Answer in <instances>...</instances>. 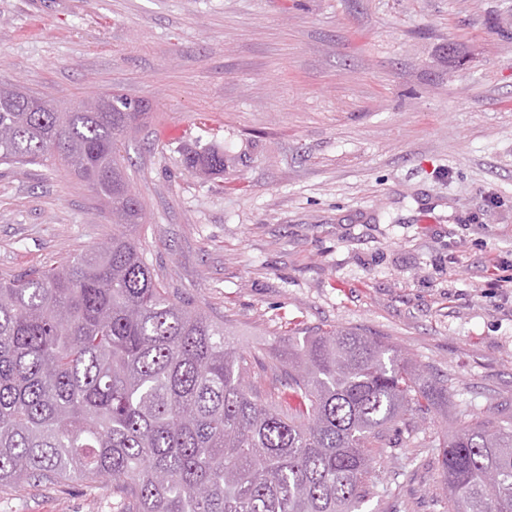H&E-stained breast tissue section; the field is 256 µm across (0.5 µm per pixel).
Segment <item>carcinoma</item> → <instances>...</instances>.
Returning <instances> with one entry per match:
<instances>
[{"label": "carcinoma", "mask_w": 512, "mask_h": 512, "mask_svg": "<svg viewBox=\"0 0 512 512\" xmlns=\"http://www.w3.org/2000/svg\"><path fill=\"white\" fill-rule=\"evenodd\" d=\"M106 111L17 96L0 82V164L60 166L112 213V241L0 278V491L112 481L116 512H361L371 449L448 401L416 368L349 329L296 339L269 401L224 325L176 300L130 230L143 220L122 163L146 105ZM192 169L224 165L213 152ZM448 512H512V427L477 414L438 444Z\"/></svg>", "instance_id": "cac0c4a2"}]
</instances>
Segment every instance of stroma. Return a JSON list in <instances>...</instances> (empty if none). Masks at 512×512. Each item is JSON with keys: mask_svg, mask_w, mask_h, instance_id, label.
Listing matches in <instances>:
<instances>
[{"mask_svg": "<svg viewBox=\"0 0 512 512\" xmlns=\"http://www.w3.org/2000/svg\"><path fill=\"white\" fill-rule=\"evenodd\" d=\"M0 81L148 106L122 152L133 235L172 295L253 355L351 329L448 402L373 449L364 512H448L433 446L512 420V0H0ZM224 155L221 170L189 153ZM50 165H0V275L106 245ZM0 512H112V484L0 493Z\"/></svg>", "mask_w": 512, "mask_h": 512, "instance_id": "obj_1", "label": "stroma"}]
</instances>
